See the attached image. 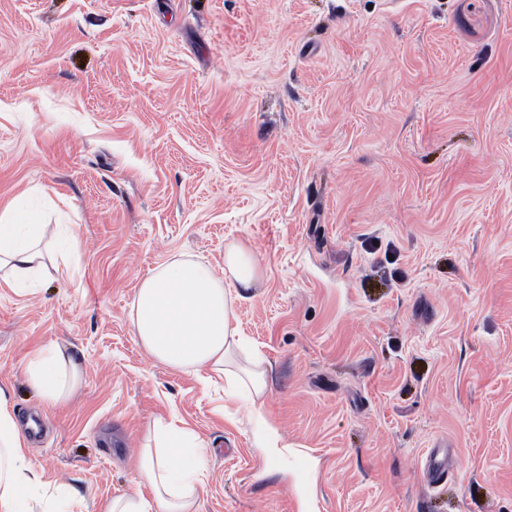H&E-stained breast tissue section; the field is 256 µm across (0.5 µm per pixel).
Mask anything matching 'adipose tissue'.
<instances>
[{
	"instance_id": "adipose-tissue-1",
	"label": "adipose tissue",
	"mask_w": 512,
	"mask_h": 512,
	"mask_svg": "<svg viewBox=\"0 0 512 512\" xmlns=\"http://www.w3.org/2000/svg\"><path fill=\"white\" fill-rule=\"evenodd\" d=\"M48 231L41 214L13 206L0 211V270L12 284L34 289L45 270ZM261 278L254 252L241 244L225 246L220 277L199 261L174 257L139 283L129 312L133 332L146 353L168 368L225 379L234 395H262L268 373L263 359L254 355L250 367L234 365L243 349L235 306ZM26 373L50 405L66 401L82 379L79 363L55 345L37 350ZM152 437L153 445L135 456L133 492L112 498L103 512H197L206 486L205 445L193 431L160 418ZM49 487L28 454L9 391L0 387V512H61L65 505L77 512L85 501L71 486L68 504H61L48 496Z\"/></svg>"
}]
</instances>
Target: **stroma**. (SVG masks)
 Returning <instances> with one entry per match:
<instances>
[{"label": "stroma", "mask_w": 512, "mask_h": 512, "mask_svg": "<svg viewBox=\"0 0 512 512\" xmlns=\"http://www.w3.org/2000/svg\"><path fill=\"white\" fill-rule=\"evenodd\" d=\"M17 204L77 240L36 293L0 278V386L93 512L158 418L209 450L197 512H512V0H0ZM229 243L264 271L236 307L272 367L254 402L129 322L150 271ZM51 344L83 376L46 407ZM268 423L296 455L267 459ZM26 373L28 382L50 405L66 401L82 379L79 363L55 345L37 350L29 360ZM424 472L429 485L445 484L453 480L456 472L448 465V448H431L425 458Z\"/></svg>", "instance_id": "1"}]
</instances>
